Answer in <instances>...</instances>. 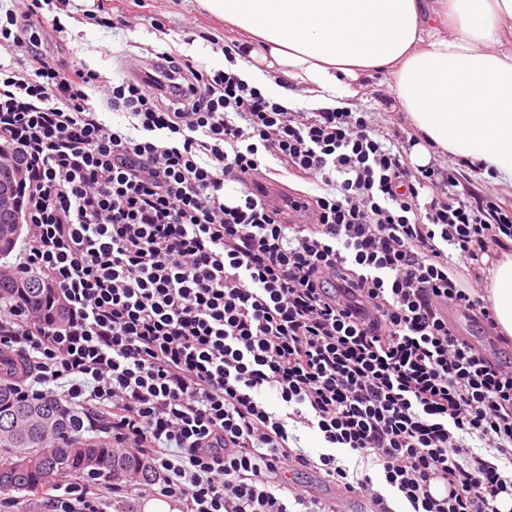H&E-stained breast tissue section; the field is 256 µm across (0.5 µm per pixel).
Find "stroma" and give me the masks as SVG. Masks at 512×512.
<instances>
[{"label": "stroma", "mask_w": 512, "mask_h": 512, "mask_svg": "<svg viewBox=\"0 0 512 512\" xmlns=\"http://www.w3.org/2000/svg\"><path fill=\"white\" fill-rule=\"evenodd\" d=\"M95 4L96 0H71V15L63 20L68 47L91 68L118 76L126 55L149 59L162 51L186 56L200 68L219 70L225 65L224 54L213 48L212 38L238 37L236 29L205 10L199 0H128L126 23L115 29L76 22V15ZM156 18L161 21L157 28L151 25Z\"/></svg>", "instance_id": "stroma-1"}]
</instances>
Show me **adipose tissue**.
<instances>
[{
	"instance_id": "obj_1",
	"label": "adipose tissue",
	"mask_w": 512,
	"mask_h": 512,
	"mask_svg": "<svg viewBox=\"0 0 512 512\" xmlns=\"http://www.w3.org/2000/svg\"><path fill=\"white\" fill-rule=\"evenodd\" d=\"M238 27V75H269L284 106L353 109L373 72L420 137L415 159L444 153L495 182H512V0H201ZM269 85V84H268ZM512 336V255L487 278Z\"/></svg>"
}]
</instances>
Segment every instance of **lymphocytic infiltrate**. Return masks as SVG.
Instances as JSON below:
<instances>
[{
	"label": "lymphocytic infiltrate",
	"mask_w": 512,
	"mask_h": 512,
	"mask_svg": "<svg viewBox=\"0 0 512 512\" xmlns=\"http://www.w3.org/2000/svg\"><path fill=\"white\" fill-rule=\"evenodd\" d=\"M50 5L68 0H0V153L24 164L13 266L50 292L45 308L0 304L13 386L147 462L113 493L178 512H343L304 473L363 512H500L512 372L461 342L448 309L505 343L481 283L512 249V201L411 168L417 137L374 112L284 107L233 70L231 41L227 69L164 51L158 74L116 80L74 60ZM258 174L314 185L288 202L309 223L244 192ZM97 483L59 473L46 502L104 512Z\"/></svg>",
	"instance_id": "1"
}]
</instances>
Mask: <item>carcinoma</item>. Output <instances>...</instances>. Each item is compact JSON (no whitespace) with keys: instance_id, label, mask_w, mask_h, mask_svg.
I'll list each match as a JSON object with an SVG mask.
<instances>
[{"instance_id":"carcinoma-1","label":"carcinoma","mask_w":512,"mask_h":512,"mask_svg":"<svg viewBox=\"0 0 512 512\" xmlns=\"http://www.w3.org/2000/svg\"><path fill=\"white\" fill-rule=\"evenodd\" d=\"M19 229L18 224H0V253L9 252ZM16 300L39 307L46 303L47 292L34 282L19 288L14 274L1 276L0 302ZM89 469L98 470L109 482L148 474L137 457L83 437L79 420L56 400H26L0 374V490L25 494L27 512H38V499L57 473Z\"/></svg>"}]
</instances>
